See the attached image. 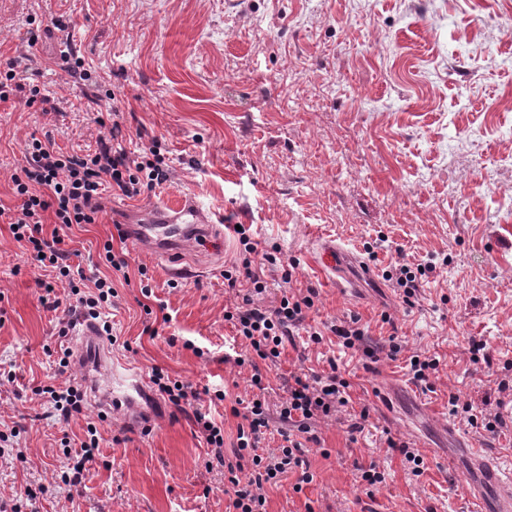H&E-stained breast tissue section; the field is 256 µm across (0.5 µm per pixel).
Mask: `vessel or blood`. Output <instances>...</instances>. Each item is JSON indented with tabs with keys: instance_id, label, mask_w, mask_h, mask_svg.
I'll list each match as a JSON object with an SVG mask.
<instances>
[{
	"instance_id": "b4317fda",
	"label": "vessel or blood",
	"mask_w": 512,
	"mask_h": 512,
	"mask_svg": "<svg viewBox=\"0 0 512 512\" xmlns=\"http://www.w3.org/2000/svg\"><path fill=\"white\" fill-rule=\"evenodd\" d=\"M214 227L211 212L204 210L193 197L187 196L173 206H149L135 216L126 230L138 247L158 255L169 264L171 272L178 274L182 271L181 265L186 254L198 244L204 242L212 248H219L220 241L214 236ZM78 334L82 342L75 365L84 370L86 384L95 390L99 388V375L107 365L105 346L94 323H82ZM129 387L133 394L125 399L114 397L111 391H104V407L110 411L134 409L137 398L145 396L147 389L134 375L129 378ZM466 454L482 468L488 482L499 486L497 512H512V491L503 488V480L495 462L483 458L481 450L477 448L467 449Z\"/></svg>"
}]
</instances>
